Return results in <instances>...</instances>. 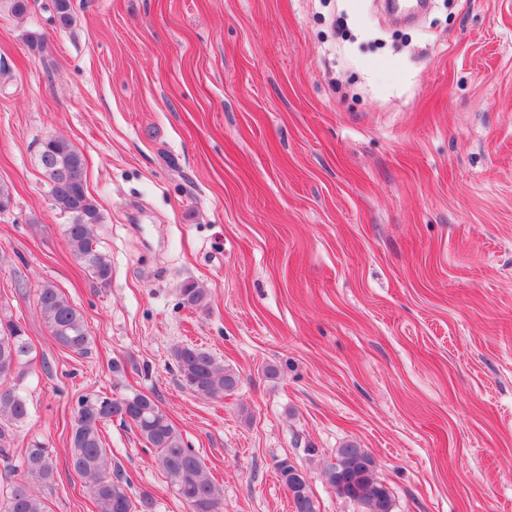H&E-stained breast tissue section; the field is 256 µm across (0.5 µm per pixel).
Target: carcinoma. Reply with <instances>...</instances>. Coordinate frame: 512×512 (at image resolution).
Returning <instances> with one entry per match:
<instances>
[{
	"label": "carcinoma",
	"instance_id": "obj_1",
	"mask_svg": "<svg viewBox=\"0 0 512 512\" xmlns=\"http://www.w3.org/2000/svg\"><path fill=\"white\" fill-rule=\"evenodd\" d=\"M0 8L16 17L26 15L31 0H0ZM52 23L60 30L72 25L71 0H52ZM39 161L47 179L52 205L67 219L62 233L71 254L87 269L101 288L112 282L111 260L98 248L95 231L102 221L97 200L90 194L83 155L66 139L49 136L42 140ZM181 303L191 309L208 307L207 289L194 281L179 288ZM40 313L57 344L76 354L89 350L83 313L53 284L38 289ZM33 343L24 329L11 319L0 318V454H7L15 440L14 430L26 423L31 410L20 384L29 374ZM183 385L202 399H217L234 390L239 376L224 368L206 350L183 345L174 351ZM117 417L130 422L146 447L154 450L171 485L189 512H222L223 495L210 478L199 455L149 393L135 392L115 399L105 393L77 399L70 437L73 471L87 485L96 512H153L154 500L144 493L132 500L129 480L112 469L105 448L103 427ZM25 466L31 480L16 482L0 496V512H47L44 498L32 486L54 481L53 450L39 440L26 446ZM283 486L292 492L294 512H317L313 493L303 470L288 459L276 465ZM327 483L336 495L353 503L359 512H393L390 489L377 477L373 457L354 443L336 450V461L325 469Z\"/></svg>",
	"mask_w": 512,
	"mask_h": 512
}]
</instances>
